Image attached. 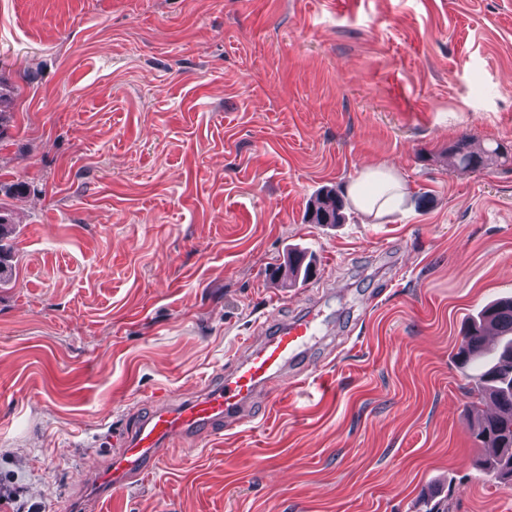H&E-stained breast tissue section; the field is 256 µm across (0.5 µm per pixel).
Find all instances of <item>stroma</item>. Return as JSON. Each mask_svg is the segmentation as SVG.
Here are the masks:
<instances>
[{"instance_id": "1", "label": "stroma", "mask_w": 512, "mask_h": 512, "mask_svg": "<svg viewBox=\"0 0 512 512\" xmlns=\"http://www.w3.org/2000/svg\"><path fill=\"white\" fill-rule=\"evenodd\" d=\"M0 512H102L114 433L319 303L315 381L167 448L103 512H512L462 325L512 297V0H0ZM367 163L377 216L310 223ZM305 252L315 275L271 268ZM458 141L462 142L448 150V156L454 159V167L461 172H475L484 167L488 150L477 151L472 149L466 138H461ZM483 157L485 160L482 167H480Z\"/></svg>"}]
</instances>
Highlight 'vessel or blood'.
I'll use <instances>...</instances> for the list:
<instances>
[{
    "label": "vessel or blood",
    "mask_w": 512,
    "mask_h": 512,
    "mask_svg": "<svg viewBox=\"0 0 512 512\" xmlns=\"http://www.w3.org/2000/svg\"><path fill=\"white\" fill-rule=\"evenodd\" d=\"M328 335L322 311L315 308L247 337L242 355L232 358L220 383H205L199 394L154 409L117 437L112 464L97 477L95 499L111 498L119 486L143 476L174 441L219 434L225 424L247 419L259 396L280 392L283 376L301 382L300 363Z\"/></svg>",
    "instance_id": "b4317fda"
}]
</instances>
